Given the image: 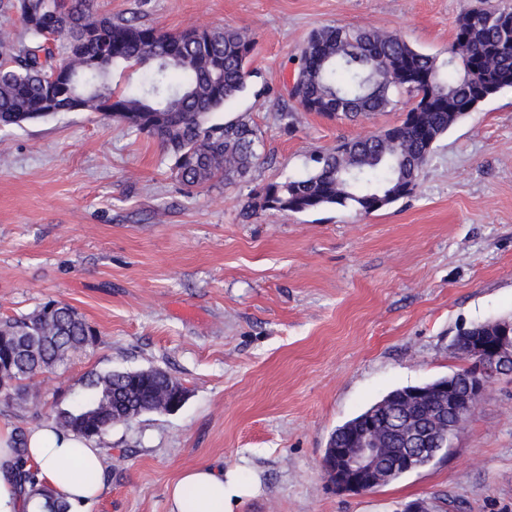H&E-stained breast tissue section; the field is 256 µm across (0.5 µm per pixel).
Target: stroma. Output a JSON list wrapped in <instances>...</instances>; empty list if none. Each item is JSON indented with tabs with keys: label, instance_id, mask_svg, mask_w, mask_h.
Returning <instances> with one entry per match:
<instances>
[{
	"label": "stroma",
	"instance_id": "35a3bbf8",
	"mask_svg": "<svg viewBox=\"0 0 512 512\" xmlns=\"http://www.w3.org/2000/svg\"><path fill=\"white\" fill-rule=\"evenodd\" d=\"M470 0H91L98 16L160 30L230 25L256 40L259 128L246 181L186 189L160 144L97 112L0 127V320L55 299L99 331L82 354L0 395V426L84 392L91 374L166 370L171 413L117 424L95 445L103 491L85 512H169L186 468L238 472L234 512H512V382L494 381L446 454L365 494L322 467L331 433L389 391L468 361L459 329L512 316V88L436 144L412 196L367 216L251 208L341 139L399 124L406 105L287 124L294 58L312 31L381 28L445 54Z\"/></svg>",
	"mask_w": 512,
	"mask_h": 512
}]
</instances>
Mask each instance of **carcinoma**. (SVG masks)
I'll use <instances>...</instances> for the list:
<instances>
[{
    "label": "carcinoma",
    "instance_id": "carcinoma-1",
    "mask_svg": "<svg viewBox=\"0 0 512 512\" xmlns=\"http://www.w3.org/2000/svg\"><path fill=\"white\" fill-rule=\"evenodd\" d=\"M90 0H0V14H19L25 38L0 30V127L19 126L60 112H100L156 139L174 160L187 188L244 180L257 160L261 133L239 116H213L252 89L249 66L256 41L231 26L164 32L133 19L97 17ZM512 6L487 0L456 20L447 57L425 53L402 36L376 29L329 25L311 33L300 50L297 86L289 96L304 112L330 119L369 116L413 100L412 116L365 138L344 139L314 159L302 177L270 182L258 192L266 209L308 213L341 208L358 215L410 196L434 146L470 112L512 88ZM119 67L144 70L138 89L112 85ZM97 330L73 306L50 300L31 314L0 320V394L97 342ZM133 387L123 371L92 375L86 392L59 408L54 426L86 439L143 413L169 412L172 386L181 382L151 368ZM407 429L436 431L444 422L441 395L405 406ZM392 407L373 421L372 438L398 447L386 423ZM24 433L17 434L15 481L46 496L47 512L70 506L45 495L37 471L24 461Z\"/></svg>",
    "mask_w": 512,
    "mask_h": 512
}]
</instances>
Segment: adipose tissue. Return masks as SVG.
<instances>
[{"label":"adipose tissue","instance_id":"1","mask_svg":"<svg viewBox=\"0 0 512 512\" xmlns=\"http://www.w3.org/2000/svg\"><path fill=\"white\" fill-rule=\"evenodd\" d=\"M25 456L38 470V478L55 498L78 504L100 495L103 472L101 449L90 447L78 435L58 433L51 425L27 432ZM16 454L10 427H0V512H46L45 499L28 496L11 477ZM88 472L92 481L77 479ZM245 493L237 476L206 465L185 470L168 488L169 512H232Z\"/></svg>","mask_w":512,"mask_h":512}]
</instances>
